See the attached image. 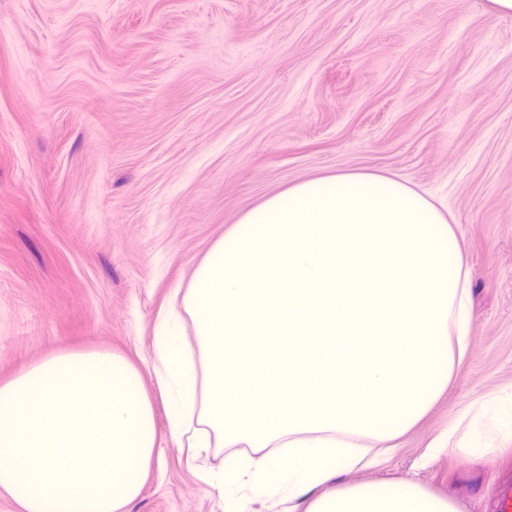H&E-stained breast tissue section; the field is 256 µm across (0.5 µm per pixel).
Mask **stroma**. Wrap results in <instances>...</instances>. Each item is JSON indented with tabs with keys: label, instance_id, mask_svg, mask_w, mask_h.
<instances>
[{
	"label": "stroma",
	"instance_id": "1",
	"mask_svg": "<svg viewBox=\"0 0 512 512\" xmlns=\"http://www.w3.org/2000/svg\"><path fill=\"white\" fill-rule=\"evenodd\" d=\"M395 175L447 206L471 270L466 359L379 471L496 512L512 455L426 459L512 387V15L488 0H0V384L63 350L143 374L159 446L128 512H226L151 368L170 288L270 194Z\"/></svg>",
	"mask_w": 512,
	"mask_h": 512
}]
</instances>
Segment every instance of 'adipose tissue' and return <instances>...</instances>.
Listing matches in <instances>:
<instances>
[{
  "label": "adipose tissue",
  "mask_w": 512,
  "mask_h": 512,
  "mask_svg": "<svg viewBox=\"0 0 512 512\" xmlns=\"http://www.w3.org/2000/svg\"><path fill=\"white\" fill-rule=\"evenodd\" d=\"M470 271L447 214L399 178L299 181L245 211L154 324L153 370L189 458L245 512H461L410 478L341 484L401 447L469 345ZM456 450L512 452V393L466 410Z\"/></svg>",
  "instance_id": "ef3b65f1"
}]
</instances>
